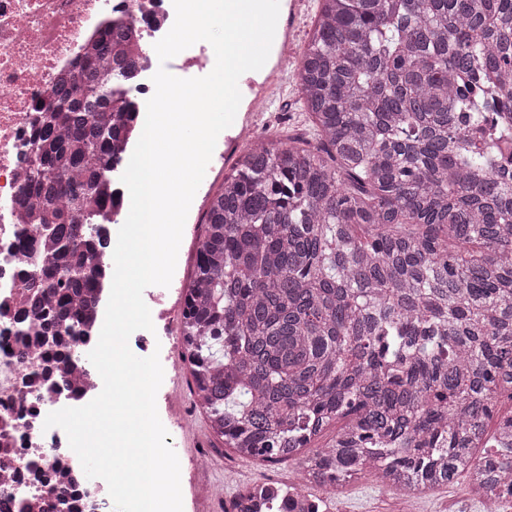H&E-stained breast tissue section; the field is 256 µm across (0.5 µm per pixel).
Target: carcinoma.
<instances>
[{
    "label": "carcinoma",
    "mask_w": 512,
    "mask_h": 512,
    "mask_svg": "<svg viewBox=\"0 0 512 512\" xmlns=\"http://www.w3.org/2000/svg\"><path fill=\"white\" fill-rule=\"evenodd\" d=\"M297 72L316 144L247 150L210 199L181 356L211 435L296 458L300 484L370 469L412 495H512V0H321ZM107 28L36 129L29 222L50 258L27 313L63 355L110 241L113 143L134 118ZM334 435L311 448L329 429Z\"/></svg>",
    "instance_id": "cac0c4a2"
}]
</instances>
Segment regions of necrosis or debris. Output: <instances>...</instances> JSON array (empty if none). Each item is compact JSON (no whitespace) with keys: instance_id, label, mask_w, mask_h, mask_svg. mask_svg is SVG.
Returning <instances> with one entry per match:
<instances>
[{"instance_id":"4bbe7bcc","label":"necrosis or debris","mask_w":512,"mask_h":512,"mask_svg":"<svg viewBox=\"0 0 512 512\" xmlns=\"http://www.w3.org/2000/svg\"><path fill=\"white\" fill-rule=\"evenodd\" d=\"M172 0H0V512H28L62 490L64 512H112L102 479L81 480L65 432L45 428L62 396L100 392L102 379L88 359L102 319L68 337L58 379L46 378L49 355L36 339L35 320H23L27 279L35 272L18 248L19 232L29 244L40 241L35 227H23L21 189L28 174L30 136L59 79L77 72V62L98 40L106 23H123L132 33L137 71L128 98L152 96L159 67L171 74L210 73V45L201 41L160 64L155 43L172 27Z\"/></svg>"}]
</instances>
